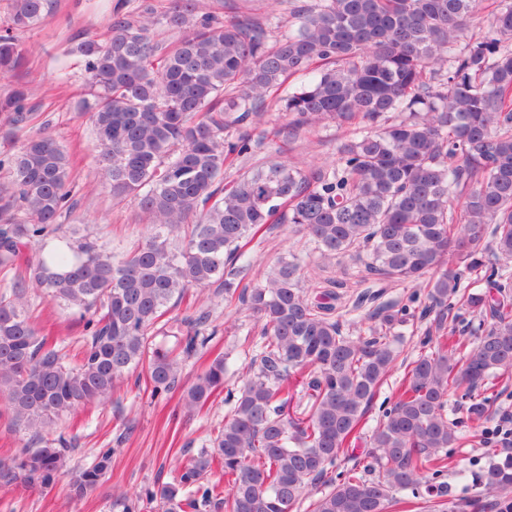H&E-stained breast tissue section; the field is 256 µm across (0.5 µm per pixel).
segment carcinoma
<instances>
[{"label": "carcinoma", "instance_id": "carcinoma-1", "mask_svg": "<svg viewBox=\"0 0 512 512\" xmlns=\"http://www.w3.org/2000/svg\"><path fill=\"white\" fill-rule=\"evenodd\" d=\"M117 0L104 39H76L80 92L94 98L95 186L138 200L150 233L122 256L62 217L76 206L71 162L50 122L13 83L25 65L21 35L43 24L54 0H6L0 19V114L17 149L0 167V396L36 447L0 460V486L50 488L74 440L43 432L135 385L152 396L176 389L183 359L203 354L216 331L208 314L182 321L179 349L147 351L166 329L170 304L218 284L224 306L261 324L257 350L230 414L173 481L121 512H413L425 488L448 509V449L464 439L448 398L467 419L486 417L500 380L512 375V0H499L487 33L461 41L481 0H318L291 3L292 28L274 38L252 15L224 21L198 0L128 8ZM309 83L280 98L291 120L268 125V100L294 76ZM325 119L352 134L331 164L303 170L270 161L224 185L263 143L294 139ZM249 130L234 137L229 129ZM288 223L326 256L356 257L393 283L424 289L422 316L436 335L369 435V463L333 477L336 459L360 437L377 392L398 358L394 329L414 317L381 306L366 336L333 317L336 293L300 285L302 259H279L253 284L250 244L269 224ZM494 256L487 264L486 252ZM485 285L472 291L465 277ZM78 315L74 354L48 342L29 293ZM490 316L475 346L457 335L461 313ZM216 356L184 394L201 410L224 390ZM99 449L72 492H92L112 463ZM224 482H209L212 471ZM476 482L512 512V454L492 453ZM395 491L404 495L396 497Z\"/></svg>", "mask_w": 512, "mask_h": 512}]
</instances>
